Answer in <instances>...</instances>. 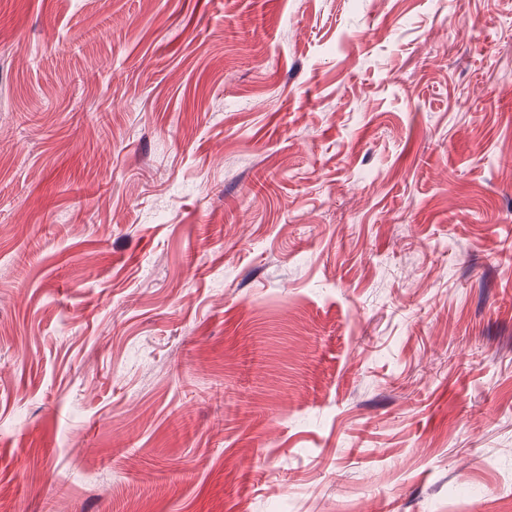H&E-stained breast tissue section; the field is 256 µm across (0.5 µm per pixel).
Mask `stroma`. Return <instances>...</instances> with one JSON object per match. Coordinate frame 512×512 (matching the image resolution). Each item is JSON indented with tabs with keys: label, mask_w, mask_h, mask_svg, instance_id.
Here are the masks:
<instances>
[{
	"label": "stroma",
	"mask_w": 512,
	"mask_h": 512,
	"mask_svg": "<svg viewBox=\"0 0 512 512\" xmlns=\"http://www.w3.org/2000/svg\"><path fill=\"white\" fill-rule=\"evenodd\" d=\"M512 512V0H0V512Z\"/></svg>",
	"instance_id": "1"
}]
</instances>
